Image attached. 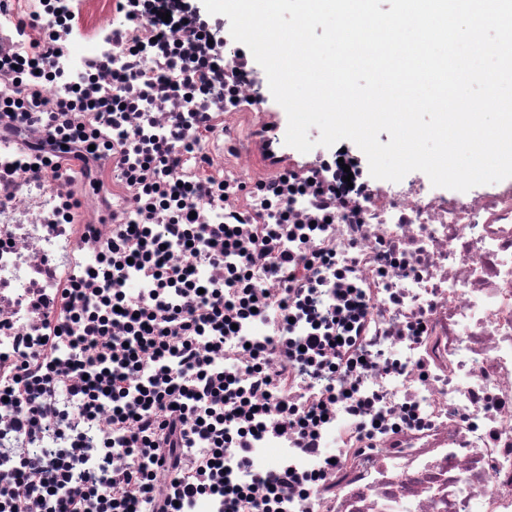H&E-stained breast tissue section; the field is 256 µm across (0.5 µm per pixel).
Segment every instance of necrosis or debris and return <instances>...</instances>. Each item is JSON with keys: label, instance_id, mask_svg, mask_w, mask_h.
<instances>
[{"label": "necrosis or debris", "instance_id": "1", "mask_svg": "<svg viewBox=\"0 0 512 512\" xmlns=\"http://www.w3.org/2000/svg\"><path fill=\"white\" fill-rule=\"evenodd\" d=\"M122 29L146 45L150 63L134 69L133 81L152 88L141 109L125 113L123 138L91 151L79 143L52 147L41 128L0 114V173L13 180L9 196L0 195V354H18L19 336H56V355L66 359L62 338L74 326L58 315L63 288H108L117 280L137 293L150 288L139 267L116 269L107 245L114 221L163 224L167 217L152 212L149 199H137V186L114 169L113 154L125 152L136 164L169 136L176 117L196 111L208 125L186 129L176 145L181 164L141 177L165 187L210 182L224 189L222 199L196 204V221L235 225L241 251L227 261L251 255L262 313L243 320L225 342L221 366L249 386L243 344L282 348L309 333L296 308L284 328L282 287L315 290L322 314L332 291H351L358 301L339 314L336 332L354 336L349 353L364 367L340 368L327 383L297 361H272L276 386L299 407L326 400L330 386L337 395L320 428L321 453H301L289 434L253 444L256 469L325 475L308 492L283 489L281 512H512V184L447 192L428 188L421 176L404 185L340 169L337 179L354 184L349 203L358 215L338 214L313 196L311 165L289 160L284 181L259 170L261 124L247 107L259 92L250 78L232 82L228 69L206 70L195 81L207 95L173 93L179 73L169 67V49L179 46L189 63L209 45L176 21ZM88 64V55L61 51L42 99L70 95ZM272 228L279 247L300 256L284 283L269 274L273 256L255 253ZM32 296L38 306L29 305ZM360 398L371 402L363 415L355 408ZM73 408L66 385L57 384L38 428L20 431L13 408L0 405V470L12 466L16 448L95 446L109 412L74 419L60 438L56 423Z\"/></svg>", "mask_w": 512, "mask_h": 512}]
</instances>
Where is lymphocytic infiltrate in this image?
<instances>
[{
    "instance_id": "1",
    "label": "lymphocytic infiltrate",
    "mask_w": 512,
    "mask_h": 512,
    "mask_svg": "<svg viewBox=\"0 0 512 512\" xmlns=\"http://www.w3.org/2000/svg\"><path fill=\"white\" fill-rule=\"evenodd\" d=\"M75 13L70 0H47L44 14L33 25L48 35L26 55L0 57V72L38 96L55 66L58 48L49 32L72 28ZM93 103L106 123L120 129L122 113L110 102L81 92L49 101L44 107L25 101L6 102V109L44 126L64 139L76 137L61 127L57 115ZM182 199L168 221L133 228L118 224L112 230L110 249L120 260H133L146 270L153 287L148 294L130 296L116 288L68 289L70 319L78 324L68 338L71 357L60 366L46 346L24 352L12 361V382L0 381V400L16 410V425L34 427L45 414L48 398L61 373L73 374L68 387L75 413L92 417L102 408L112 411V434L103 436L94 450L99 474H80L81 448H63L51 460L23 452L15 465L0 472V512H193L198 500L222 501L224 512H276L278 491L295 482L287 469L264 473L254 470L252 446L261 436L279 437L291 432L296 447L314 453L319 449L315 430L328 411L325 404L300 409L287 396L272 391L267 351L250 348L246 373L252 386L267 387L264 400L234 389L229 373L216 369L224 343L239 320L259 307L248 268L225 270L224 257L238 248L229 224L200 225L191 214L193 200H214L208 185L179 188ZM187 243L189 253H199V243L209 250L203 261L217 271L202 279L194 267H168L165 255L170 238ZM121 322L124 333L114 336L110 327ZM338 345L329 321L317 323L310 334L295 341L294 351L282 358L302 361L310 373H335L332 354ZM205 442L206 449L193 465H186V449ZM233 455L246 480L228 484L224 458ZM41 471L32 481L31 471Z\"/></svg>"
}]
</instances>
